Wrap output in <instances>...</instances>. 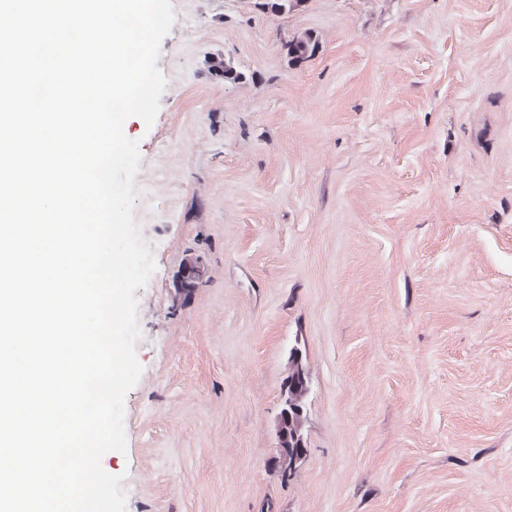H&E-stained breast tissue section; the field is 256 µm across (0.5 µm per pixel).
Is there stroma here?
<instances>
[{
	"mask_svg": "<svg viewBox=\"0 0 512 512\" xmlns=\"http://www.w3.org/2000/svg\"><path fill=\"white\" fill-rule=\"evenodd\" d=\"M172 5L155 121L123 124L155 263L101 461L126 512H512V0ZM319 49V39L311 32L294 37L288 42V55L295 65L313 57ZM205 64L210 74L224 80L225 83L234 84L243 79V73L234 66L230 59H225L221 55L207 58ZM290 369L288 373V390L286 403L281 418L276 421L277 456L275 463L283 479L291 478L307 455V442L304 433L306 421V403L309 394L307 372L302 363L301 351L294 348L290 352ZM295 448H304L302 456L296 454Z\"/></svg>",
	"mask_w": 512,
	"mask_h": 512,
	"instance_id": "1",
	"label": "stroma"
}]
</instances>
